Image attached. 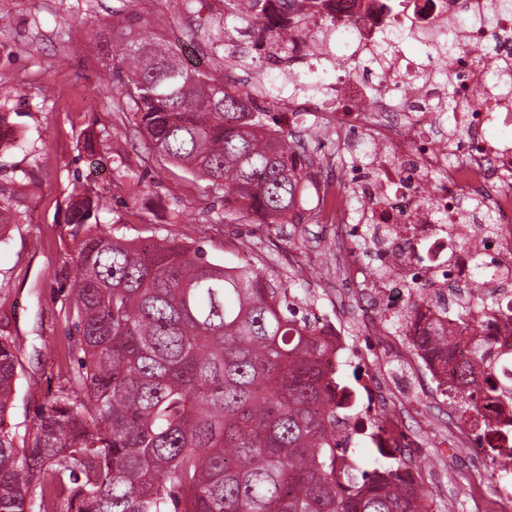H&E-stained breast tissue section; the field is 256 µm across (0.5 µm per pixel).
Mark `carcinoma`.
<instances>
[{"instance_id": "obj_1", "label": "carcinoma", "mask_w": 512, "mask_h": 512, "mask_svg": "<svg viewBox=\"0 0 512 512\" xmlns=\"http://www.w3.org/2000/svg\"><path fill=\"white\" fill-rule=\"evenodd\" d=\"M269 0H224V17L255 21ZM512 15L491 0L483 23ZM116 92L133 126L167 164L235 200L242 217L285 224L312 161L247 91L184 63L134 11L107 27ZM16 141L0 113V146ZM71 286L78 367L48 390L31 423L13 416L23 374L17 337L0 318V512H429L413 467L356 475L336 439L350 396L325 357L336 354L291 287L190 245L117 236L98 224L101 200L74 186ZM415 300L396 322L419 314ZM454 339L433 321L420 337L448 358ZM477 350L457 374L460 411L482 415L489 379ZM342 398L336 399V391ZM91 419L89 430L84 421ZM24 431H19V427Z\"/></svg>"}]
</instances>
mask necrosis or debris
<instances>
[{
	"mask_svg": "<svg viewBox=\"0 0 512 512\" xmlns=\"http://www.w3.org/2000/svg\"><path fill=\"white\" fill-rule=\"evenodd\" d=\"M486 0H324L313 10L310 0H299V37L306 51L303 64L323 54L335 72L314 96L302 100L284 93L280 105L302 113L316 123L329 124L336 134L341 170H348L356 144L353 134L365 133L374 147L369 162L356 173L363 210L375 228V246L383 257L377 287L387 309L407 302L410 279L431 284L442 292L437 304L423 306L427 319H440L458 334L464 302L476 301L475 272L461 238H469L496 261L497 276L485 278L482 294L492 300L467 339H458L447 364L431 360L422 350L414 355L434 381H455L457 367L469 356L470 337L491 340L492 377L502 391L485 397L483 406L486 444L512 449L505 430L512 421V144L494 142L484 135L487 124L512 128V98H499L495 111H487L484 90L489 76L512 81V68L490 59L485 69L473 62L489 44L492 30L472 23V13L483 12ZM465 18L464 32L451 35L452 56L438 58L431 50L414 56L399 51L390 66L374 78L355 76L352 58L372 54L385 31L419 34L424 40L447 31L449 19ZM446 69L458 87L456 122L475 133L474 143L457 146L442 120L444 85L414 87L412 78L422 70ZM316 207L325 223L344 229L352 223L340 184L318 183ZM481 202L494 217L492 233L481 220L471 219L469 199Z\"/></svg>",
	"mask_w": 512,
	"mask_h": 512,
	"instance_id": "1",
	"label": "necrosis or debris"
}]
</instances>
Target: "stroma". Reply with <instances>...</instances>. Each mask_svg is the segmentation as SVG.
I'll use <instances>...</instances> for the list:
<instances>
[{"mask_svg":"<svg viewBox=\"0 0 512 512\" xmlns=\"http://www.w3.org/2000/svg\"><path fill=\"white\" fill-rule=\"evenodd\" d=\"M136 12L149 29L181 50L188 66L223 78L225 62L253 76L252 85L287 83L286 65L259 56L251 37L225 41L214 55L203 27L223 14L220 0H197L193 11L172 0H0V96L20 144L0 149V205L11 227L0 239V316L19 339L24 375L16 392L13 422H29L60 375L74 372V316L70 286L74 244L69 195L75 182L103 199V228L130 238L201 245L208 256L262 270L274 282L300 277L311 313L340 319L346 345L337 368L352 388L355 404L338 432L357 471L389 463L371 442L390 409L399 427L394 442L417 462L431 512H476L495 491L487 448L449 447L460 420L406 344L381 327L367 307L370 296L337 267L336 227L309 216L288 224H252L232 214L223 199L206 203L190 177H173L151 160L145 141L131 130L127 114L106 104L112 85L103 26ZM79 34L67 42L66 29ZM93 139L94 152L83 148Z\"/></svg>","mask_w":512,"mask_h":512,"instance_id":"obj_1","label":"stroma"}]
</instances>
